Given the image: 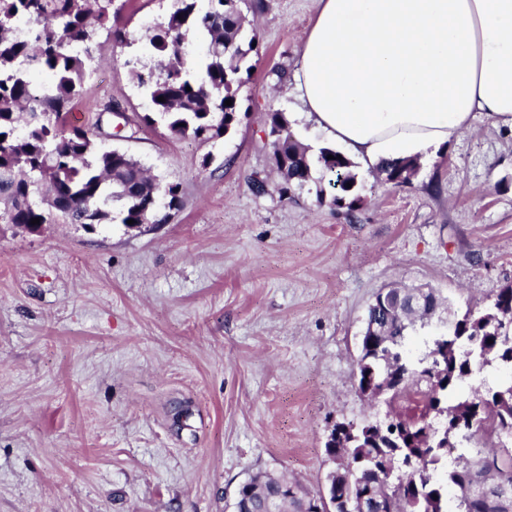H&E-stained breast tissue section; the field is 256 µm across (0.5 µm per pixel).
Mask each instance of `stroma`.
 Masks as SVG:
<instances>
[{
	"instance_id": "obj_1",
	"label": "stroma",
	"mask_w": 512,
	"mask_h": 512,
	"mask_svg": "<svg viewBox=\"0 0 512 512\" xmlns=\"http://www.w3.org/2000/svg\"><path fill=\"white\" fill-rule=\"evenodd\" d=\"M115 3L141 39L172 0ZM241 9L260 53L230 134L136 125L151 103L133 50L106 37L70 109L88 129L118 106L132 124L103 147L179 185V209L139 230L0 233V512H232L258 472L322 494L335 423L388 412L354 376L379 289L434 288L461 315L512 283V129L473 113L402 186L354 165L351 209L317 203L334 193L320 171L279 198L267 112L290 113L301 145L324 138L297 118L292 81L317 0Z\"/></svg>"
}]
</instances>
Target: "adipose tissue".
I'll return each instance as SVG.
<instances>
[{"instance_id":"obj_1","label":"adipose tissue","mask_w":512,"mask_h":512,"mask_svg":"<svg viewBox=\"0 0 512 512\" xmlns=\"http://www.w3.org/2000/svg\"><path fill=\"white\" fill-rule=\"evenodd\" d=\"M304 115L374 167L512 128V0H318L294 73Z\"/></svg>"}]
</instances>
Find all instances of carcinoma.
I'll list each match as a JSON object with an SVG mask.
<instances>
[{"label":"carcinoma","mask_w":512,"mask_h":512,"mask_svg":"<svg viewBox=\"0 0 512 512\" xmlns=\"http://www.w3.org/2000/svg\"><path fill=\"white\" fill-rule=\"evenodd\" d=\"M175 8L157 23L142 43L143 55L162 58L150 66L135 57L127 61L132 78L145 89L153 114L147 124L162 122L177 139L207 142L224 136L238 120L237 90L241 73L251 74L250 54L258 53V38L249 34L238 3L241 0H174ZM113 0H0V224H29L37 218L52 224H153L154 198L179 205L178 186L148 177L140 163L125 153L103 150L99 134L75 127L64 129L70 107L88 74L95 40L102 34L121 45L131 44ZM36 19L40 29L19 37L21 22ZM200 32L208 39L205 66L197 71L184 59L188 36ZM42 70L52 76L50 88L35 94L30 74ZM164 101H158V97ZM232 100V105L224 101ZM271 160L281 175L277 187L286 199L312 179V163L294 139L282 111L266 113ZM317 165L334 176L332 204L353 208L356 176L352 162L333 149H323ZM412 165L384 169L396 186L407 183ZM444 304L435 289L380 290L369 306L367 321L376 324L380 340L363 346L357 361L356 382L361 397L382 396L390 404L403 403L395 414L398 433H371L348 447L325 445L336 461V492L316 498L286 478L257 473L236 494L234 512H268L273 483L288 482V512H342L334 500L355 498L357 512H448L445 486L456 490L455 512H512V384L498 390L471 389V395L447 406L477 368L494 359L512 366V284L500 288L488 309L469 311L433 336L423 357L405 356L415 318L431 319ZM445 413L447 440L458 448L479 436H493L496 447L474 456L460 455L453 467L436 478L448 448L428 445L423 434L430 418ZM402 468L403 485L390 487L383 477L385 459Z\"/></svg>","instance_id":"carcinoma-1"}]
</instances>
